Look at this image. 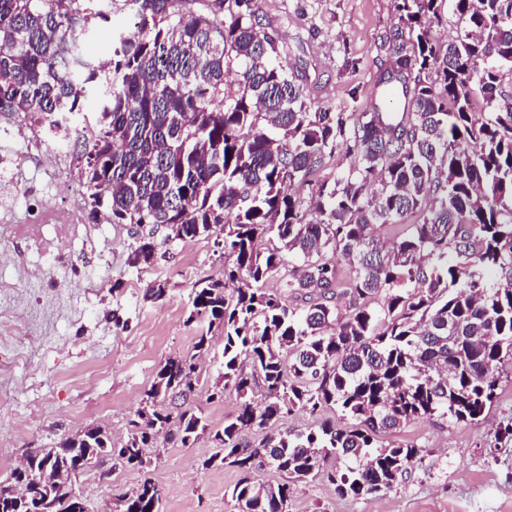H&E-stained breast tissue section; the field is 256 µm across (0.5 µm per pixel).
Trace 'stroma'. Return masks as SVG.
Instances as JSON below:
<instances>
[{
	"instance_id": "stroma-1",
	"label": "stroma",
	"mask_w": 512,
	"mask_h": 512,
	"mask_svg": "<svg viewBox=\"0 0 512 512\" xmlns=\"http://www.w3.org/2000/svg\"><path fill=\"white\" fill-rule=\"evenodd\" d=\"M396 0H263L266 23L276 30L285 68L306 71L312 104L329 112H370L378 105L376 80L384 58L380 36L396 21ZM20 177L50 187L49 197H20L0 207V224H26L36 208L87 213L70 186H56L57 176L40 164L38 152L25 155ZM153 235L156 257L131 265L129 255L141 237ZM164 229L147 224L101 222L89 241L76 243L75 266L52 267L31 255L38 275L20 278L9 262L16 247L0 242V336L19 330L26 336L21 356L0 364V390L13 391L17 407L0 408V454L20 462L26 454L54 447L67 435L104 424L113 438H124L144 390L165 360L191 352L206 322H189L193 284L218 279L224 257L214 238L166 242ZM120 290H113V283ZM164 282L163 300L145 299L148 285ZM122 326H114L113 316ZM208 330V329H207ZM211 332V331H210ZM211 356L189 403L202 412L211 429L235 416L238 399L225 392L209 401L222 371L224 337L212 331ZM110 373L92 378L99 358ZM512 425V380L502 382L482 420L451 424L434 418L415 421L385 435L384 444L413 442L424 450L407 478L390 491L358 499L338 496L322 478L298 485L292 512H448L461 500H473L472 512H500L512 500V438L501 428ZM212 452L207 442L182 446L159 442L149 449L146 471L113 468L105 460L92 465L77 487L94 512H109L113 494L151 477L162 494L161 512H235L230 491L235 469L203 467Z\"/></svg>"
}]
</instances>
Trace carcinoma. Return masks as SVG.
<instances>
[{
  "instance_id": "carcinoma-1",
  "label": "carcinoma",
  "mask_w": 512,
  "mask_h": 512,
  "mask_svg": "<svg viewBox=\"0 0 512 512\" xmlns=\"http://www.w3.org/2000/svg\"><path fill=\"white\" fill-rule=\"evenodd\" d=\"M445 2L456 32L442 42ZM122 8L134 28L112 33L102 70L74 34L111 21L107 0H0V113L51 131L93 123L81 170L93 217L104 205L112 223L156 224L167 242L214 235L233 257L223 279L193 285L188 320L224 330L209 399L229 390L239 409L214 432L187 405L211 347L203 332L193 353L156 371L142 429L117 446L93 427L28 455L0 479V512H77V463L114 454L144 470L161 431L184 446L213 443L203 466L240 473L237 512H290L297 484L317 477L342 497L392 489L422 449L381 436L433 417L480 420L512 363V0H398L378 85L404 89L401 112L313 107L303 75L278 62L261 0ZM341 145L347 168L331 185L315 181ZM292 186L309 187L308 200ZM156 250L143 240L130 263L150 264ZM327 408L342 422L278 430L296 410ZM254 427L273 433L239 442ZM332 457L357 465L330 467ZM266 465L280 481L254 477ZM34 469L62 481L14 493ZM122 499L126 512H160L149 477Z\"/></svg>"
}]
</instances>
